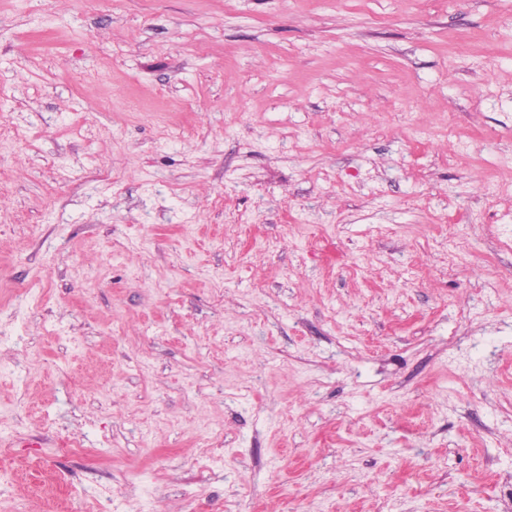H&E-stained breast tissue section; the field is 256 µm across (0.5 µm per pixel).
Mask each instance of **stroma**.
I'll return each instance as SVG.
<instances>
[{
    "mask_svg": "<svg viewBox=\"0 0 512 512\" xmlns=\"http://www.w3.org/2000/svg\"><path fill=\"white\" fill-rule=\"evenodd\" d=\"M1 434L0 512H512V0H0Z\"/></svg>",
    "mask_w": 512,
    "mask_h": 512,
    "instance_id": "35a3bbf8",
    "label": "stroma"
}]
</instances>
